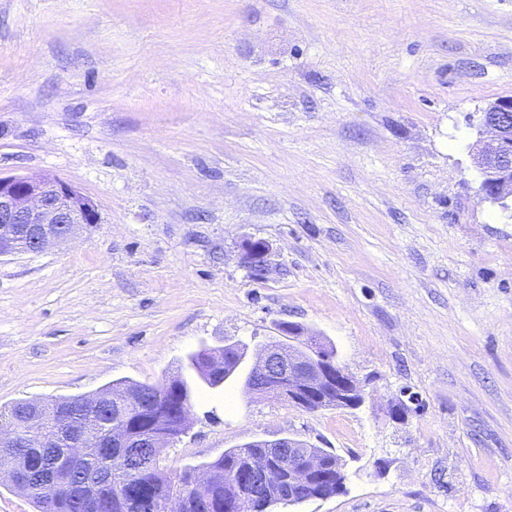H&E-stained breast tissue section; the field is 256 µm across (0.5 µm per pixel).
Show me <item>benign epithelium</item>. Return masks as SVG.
<instances>
[{
	"mask_svg": "<svg viewBox=\"0 0 512 512\" xmlns=\"http://www.w3.org/2000/svg\"><path fill=\"white\" fill-rule=\"evenodd\" d=\"M478 127L479 139L471 146V155L481 177V190L491 202L512 209V96L488 103L480 114ZM99 223L96 204L60 177L0 173V258L43 253L81 237ZM242 251L248 266H263L270 247L262 239H246ZM249 377V392L284 400L309 412L332 406L356 408L363 402L359 382L325 346L309 350L297 348L293 342L268 344L257 353ZM107 439L129 449L128 458L142 476L150 473L152 464L136 450L138 444L129 437L125 422H112ZM254 444L266 452L245 459L243 486L224 501V512H263L272 498L289 501L325 468L320 456L311 451V445L301 439L282 437L256 440ZM56 446L64 448L69 459L80 460L98 444L86 440L67 421L61 423L50 441L33 435L22 440L15 426L1 422L0 447L15 449L18 459L13 468L0 476L9 479L21 493L30 494L26 449ZM270 448H286L288 455L276 459L268 452ZM183 507V502L174 498L152 502L135 492L125 500L126 512H179Z\"/></svg>",
	"mask_w": 512,
	"mask_h": 512,
	"instance_id": "1",
	"label": "benign epithelium"
}]
</instances>
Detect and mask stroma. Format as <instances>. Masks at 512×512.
Returning a JSON list of instances; mask_svg holds the SVG:
<instances>
[{
  "mask_svg": "<svg viewBox=\"0 0 512 512\" xmlns=\"http://www.w3.org/2000/svg\"><path fill=\"white\" fill-rule=\"evenodd\" d=\"M507 95L512 0H0V173L101 217L0 259V411L181 378L168 468L288 436L340 456L338 494L270 512H512V210L471 159ZM285 323L359 408L247 391ZM228 343L209 387L188 359ZM242 251L244 262L250 267L253 266L252 270L255 272V275H261L263 268L259 266L266 265L267 257L270 253V247L267 242L262 239H246L242 243ZM239 348L240 347L237 344L224 345L223 351L218 353L224 360V366L221 364L220 360L212 361L211 372L213 373V376L219 378L224 374V377L219 380L211 378L212 374L209 372L208 360L211 355L217 354L214 350L203 349L193 354L190 357V364L200 379H204L210 386H219V382L221 380H226L235 373L239 366V360L242 356L234 353H232L231 356H228V353H225L224 356L225 349L234 350L237 351V353H240Z\"/></svg>",
  "mask_w": 512,
  "mask_h": 512,
  "instance_id": "stroma-1",
  "label": "stroma"
}]
</instances>
